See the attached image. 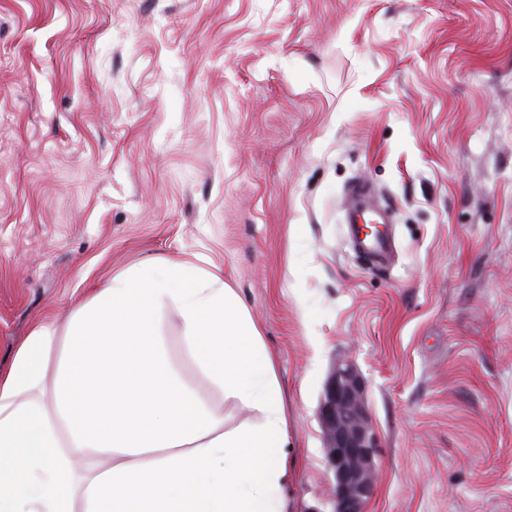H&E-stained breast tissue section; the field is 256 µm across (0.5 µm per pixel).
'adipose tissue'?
Segmentation results:
<instances>
[{
    "mask_svg": "<svg viewBox=\"0 0 512 512\" xmlns=\"http://www.w3.org/2000/svg\"><path fill=\"white\" fill-rule=\"evenodd\" d=\"M176 310L201 377L184 384L159 318ZM288 431L274 362L235 289L151 261L34 321L0 366V512H286Z\"/></svg>",
    "mask_w": 512,
    "mask_h": 512,
    "instance_id": "adipose-tissue-1",
    "label": "adipose tissue"
}]
</instances>
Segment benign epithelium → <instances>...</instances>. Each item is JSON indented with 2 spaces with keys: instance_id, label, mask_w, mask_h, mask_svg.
<instances>
[{
  "instance_id": "benign-epithelium-1",
  "label": "benign epithelium",
  "mask_w": 512,
  "mask_h": 512,
  "mask_svg": "<svg viewBox=\"0 0 512 512\" xmlns=\"http://www.w3.org/2000/svg\"><path fill=\"white\" fill-rule=\"evenodd\" d=\"M319 418L333 475L332 512H363L379 478V445L367 408L365 381L351 359L336 363L325 385Z\"/></svg>"
}]
</instances>
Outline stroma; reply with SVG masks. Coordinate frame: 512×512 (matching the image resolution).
<instances>
[{
    "instance_id": "1",
    "label": "stroma",
    "mask_w": 512,
    "mask_h": 512,
    "mask_svg": "<svg viewBox=\"0 0 512 512\" xmlns=\"http://www.w3.org/2000/svg\"><path fill=\"white\" fill-rule=\"evenodd\" d=\"M354 180L394 208L386 269L343 233ZM156 259L248 306L287 512L332 510L344 355L380 439L366 512H512V0H0V362Z\"/></svg>"
}]
</instances>
